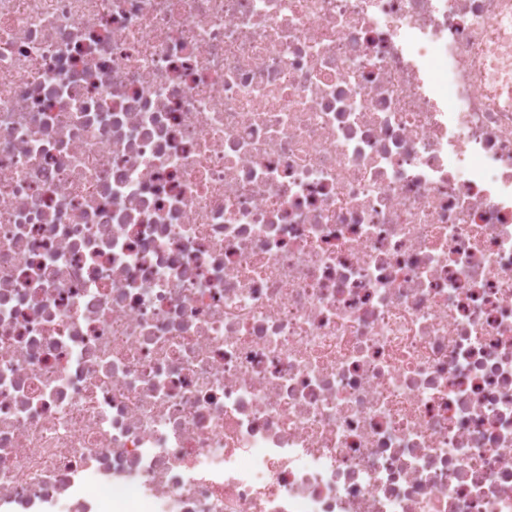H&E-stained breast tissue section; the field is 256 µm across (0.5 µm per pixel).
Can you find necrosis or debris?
Masks as SVG:
<instances>
[{
    "mask_svg": "<svg viewBox=\"0 0 512 512\" xmlns=\"http://www.w3.org/2000/svg\"><path fill=\"white\" fill-rule=\"evenodd\" d=\"M0 512H512V0H0Z\"/></svg>",
    "mask_w": 512,
    "mask_h": 512,
    "instance_id": "obj_1",
    "label": "necrosis or debris"
}]
</instances>
